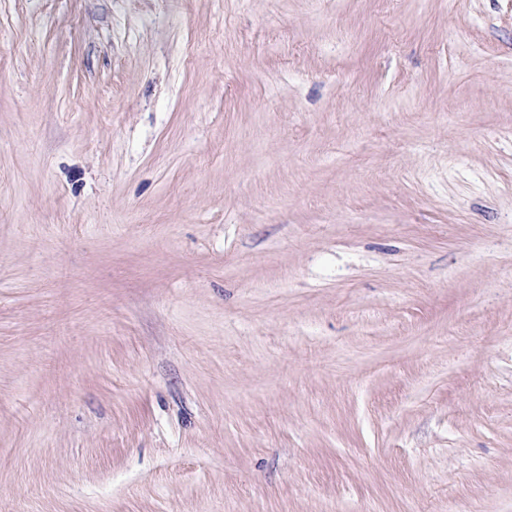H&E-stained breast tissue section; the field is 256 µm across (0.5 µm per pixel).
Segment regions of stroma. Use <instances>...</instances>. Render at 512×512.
<instances>
[{"mask_svg":"<svg viewBox=\"0 0 512 512\" xmlns=\"http://www.w3.org/2000/svg\"><path fill=\"white\" fill-rule=\"evenodd\" d=\"M0 512H512V0H0Z\"/></svg>","mask_w":512,"mask_h":512,"instance_id":"obj_1","label":"stroma"}]
</instances>
